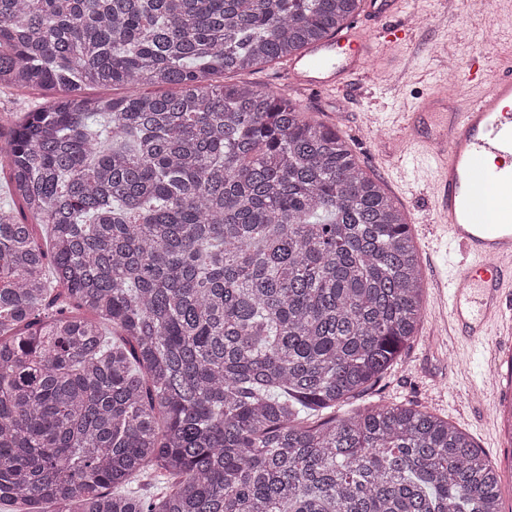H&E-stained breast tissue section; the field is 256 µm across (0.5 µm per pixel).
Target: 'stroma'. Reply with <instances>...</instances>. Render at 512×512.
Returning a JSON list of instances; mask_svg holds the SVG:
<instances>
[{
	"instance_id": "35a3bbf8",
	"label": "stroma",
	"mask_w": 512,
	"mask_h": 512,
	"mask_svg": "<svg viewBox=\"0 0 512 512\" xmlns=\"http://www.w3.org/2000/svg\"><path fill=\"white\" fill-rule=\"evenodd\" d=\"M413 15V36L385 48L371 66L375 79L359 90L289 89L314 120L349 137L364 169L384 182L414 228L425 273L452 277L464 260L432 227L426 165L420 154L394 161L396 112L419 102L435 85L451 86L455 64L472 52L512 51V14L477 13L468 0H402ZM512 400V334L501 331L484 345L454 339L434 290H427L417 337L368 392L336 406L337 417L380 401L413 404L447 419L485 450L501 474V510L512 512V438L498 415Z\"/></svg>"
}]
</instances>
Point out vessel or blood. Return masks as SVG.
Masks as SVG:
<instances>
[{"label":"vessel or blood","instance_id":"1","mask_svg":"<svg viewBox=\"0 0 512 512\" xmlns=\"http://www.w3.org/2000/svg\"><path fill=\"white\" fill-rule=\"evenodd\" d=\"M400 12V0H363L347 27L288 61L287 84L351 89L385 42L404 34L392 22ZM453 73V92H432L407 108L400 137L421 145L434 172L435 222L468 257L446 311L458 336L478 341L512 323L502 304L512 294V56L500 57L491 80L479 52Z\"/></svg>","mask_w":512,"mask_h":512}]
</instances>
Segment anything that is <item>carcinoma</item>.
Returning <instances> with one entry per match:
<instances>
[{"label": "carcinoma", "instance_id": "obj_1", "mask_svg": "<svg viewBox=\"0 0 512 512\" xmlns=\"http://www.w3.org/2000/svg\"><path fill=\"white\" fill-rule=\"evenodd\" d=\"M359 2L0 0V89L63 91L0 131L46 228L0 211V512H501L448 421L323 416L416 335L412 228L288 94L215 81Z\"/></svg>", "mask_w": 512, "mask_h": 512}]
</instances>
